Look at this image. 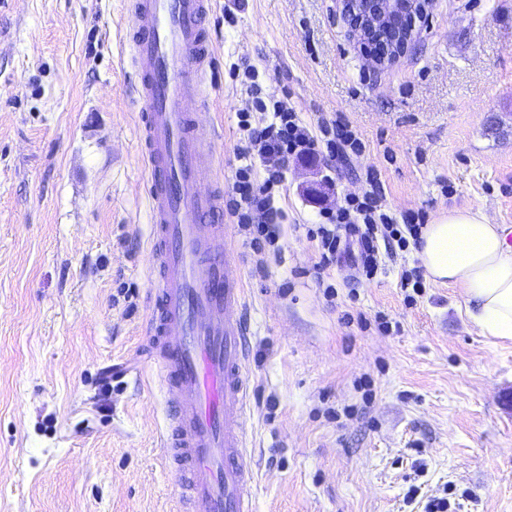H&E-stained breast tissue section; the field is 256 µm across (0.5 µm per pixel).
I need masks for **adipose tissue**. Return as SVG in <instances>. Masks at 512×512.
<instances>
[{
    "label": "adipose tissue",
    "instance_id": "obj_1",
    "mask_svg": "<svg viewBox=\"0 0 512 512\" xmlns=\"http://www.w3.org/2000/svg\"><path fill=\"white\" fill-rule=\"evenodd\" d=\"M418 257L435 281L462 288L481 333L512 340V230L478 209L449 210L420 235Z\"/></svg>",
    "mask_w": 512,
    "mask_h": 512
}]
</instances>
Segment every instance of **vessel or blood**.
Segmentation results:
<instances>
[{
	"mask_svg": "<svg viewBox=\"0 0 512 512\" xmlns=\"http://www.w3.org/2000/svg\"><path fill=\"white\" fill-rule=\"evenodd\" d=\"M212 4L133 0L127 32L153 258L151 370L177 393L162 441L182 512H255L245 288L224 248L215 136L194 120L212 101Z\"/></svg>",
	"mask_w": 512,
	"mask_h": 512,
	"instance_id": "obj_1",
	"label": "vessel or blood"
}]
</instances>
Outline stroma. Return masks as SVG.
Segmentation results:
<instances>
[{
	"instance_id": "stroma-1",
	"label": "stroma",
	"mask_w": 512,
	"mask_h": 512,
	"mask_svg": "<svg viewBox=\"0 0 512 512\" xmlns=\"http://www.w3.org/2000/svg\"><path fill=\"white\" fill-rule=\"evenodd\" d=\"M132 0H0V512H181L147 373L146 174L127 49ZM214 0L217 91L203 125L232 180L245 93L300 117L343 114L350 163L290 161L283 250L266 276L225 217L245 283L247 451L256 512H512V342L482 335L460 288L424 279L416 244L368 278L324 266L319 210L374 169L394 215L454 208L512 225V0H437L377 70L336 0ZM123 376L102 388L99 373Z\"/></svg>"
}]
</instances>
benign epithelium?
I'll return each instance as SVG.
<instances>
[{"instance_id": "1", "label": "benign epithelium", "mask_w": 512, "mask_h": 512, "mask_svg": "<svg viewBox=\"0 0 512 512\" xmlns=\"http://www.w3.org/2000/svg\"><path fill=\"white\" fill-rule=\"evenodd\" d=\"M343 17L354 16L357 24L353 31L358 40L397 38L405 35V40L396 46L404 50L412 36V30L397 26L400 15L406 9L416 10L422 21L429 19L428 7L435 0H338Z\"/></svg>"}]
</instances>
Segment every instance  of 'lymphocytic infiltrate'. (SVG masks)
<instances>
[{
	"mask_svg": "<svg viewBox=\"0 0 512 512\" xmlns=\"http://www.w3.org/2000/svg\"><path fill=\"white\" fill-rule=\"evenodd\" d=\"M253 67L243 70L242 84L247 98L236 112L244 137L236 149L238 165L224 208L231 215L254 255L277 248V224L286 214L277 204L289 160L317 158L332 166L340 158L361 156L364 145L343 118L320 119L309 126L294 108L281 100H267ZM366 189L348 197L338 209H324L313 232L323 264L341 256L358 254L362 272L373 277L381 254H394L417 237L420 217L403 219L381 209L384 188L374 171H366Z\"/></svg>",
	"mask_w": 512,
	"mask_h": 512,
	"instance_id": "f902f5d3",
	"label": "lymphocytic infiltrate"
}]
</instances>
